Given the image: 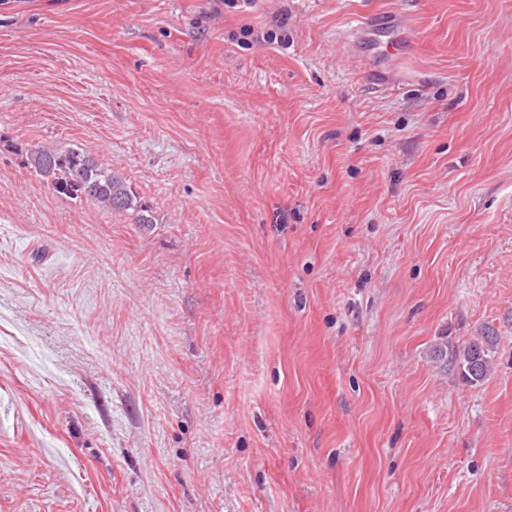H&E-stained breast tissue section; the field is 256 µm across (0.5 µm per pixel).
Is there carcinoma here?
I'll return each instance as SVG.
<instances>
[{
	"label": "carcinoma",
	"mask_w": 512,
	"mask_h": 512,
	"mask_svg": "<svg viewBox=\"0 0 512 512\" xmlns=\"http://www.w3.org/2000/svg\"><path fill=\"white\" fill-rule=\"evenodd\" d=\"M27 165L61 197L91 200L108 210L130 211L138 224H152L154 218L131 185L118 172L99 165L84 151L69 147H41L27 154ZM496 337L482 336L451 350L448 362L457 367L463 380L476 385L491 370L490 353Z\"/></svg>",
	"instance_id": "1"
}]
</instances>
